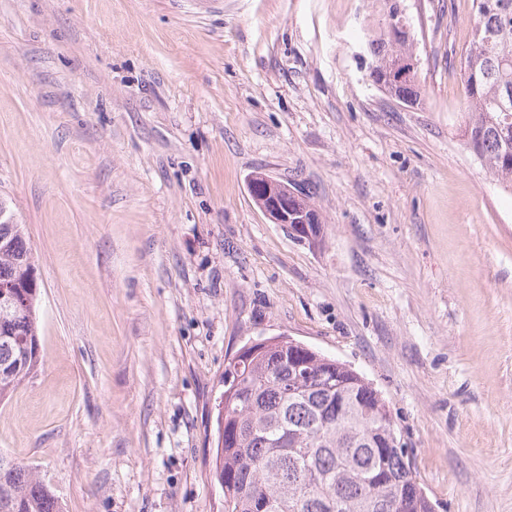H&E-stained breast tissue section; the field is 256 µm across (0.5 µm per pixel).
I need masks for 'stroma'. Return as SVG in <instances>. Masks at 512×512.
Masks as SVG:
<instances>
[{
  "mask_svg": "<svg viewBox=\"0 0 512 512\" xmlns=\"http://www.w3.org/2000/svg\"><path fill=\"white\" fill-rule=\"evenodd\" d=\"M406 5L413 105L363 63L384 0H0L41 357L0 453L62 512H224V366L275 336L372 384L435 512H512V189L463 142L473 0ZM259 172L318 245L267 220ZM254 177L251 188L255 201L269 221L282 225L294 239L315 244L321 236L318 212L297 193L281 188L270 176L257 173Z\"/></svg>",
  "mask_w": 512,
  "mask_h": 512,
  "instance_id": "1",
  "label": "stroma"
}]
</instances>
